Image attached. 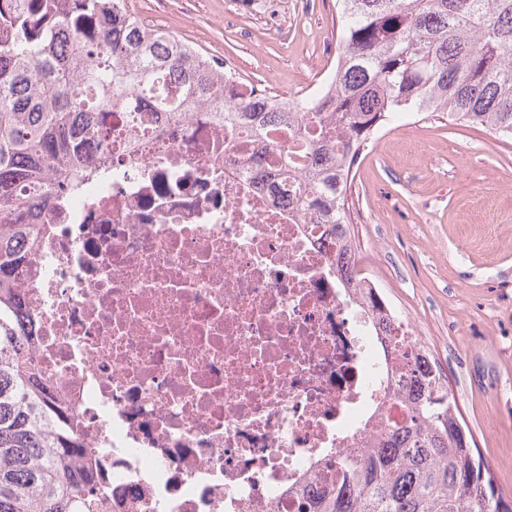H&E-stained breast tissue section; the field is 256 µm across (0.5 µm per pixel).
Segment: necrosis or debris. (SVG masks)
I'll return each instance as SVG.
<instances>
[{
  "instance_id": "obj_1",
  "label": "necrosis or debris",
  "mask_w": 512,
  "mask_h": 512,
  "mask_svg": "<svg viewBox=\"0 0 512 512\" xmlns=\"http://www.w3.org/2000/svg\"><path fill=\"white\" fill-rule=\"evenodd\" d=\"M265 163V176L252 170ZM22 243L33 363L94 468L85 512H298L374 447L400 358L331 225L262 144L191 113L113 151Z\"/></svg>"
}]
</instances>
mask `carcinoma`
<instances>
[{
  "mask_svg": "<svg viewBox=\"0 0 512 512\" xmlns=\"http://www.w3.org/2000/svg\"><path fill=\"white\" fill-rule=\"evenodd\" d=\"M339 53L330 94L298 100L224 91V62L126 8V0H0V512H80L93 492L87 449L45 397L19 318L30 210L108 171L87 154L131 149L204 105L229 142L263 139L282 174L295 168L276 131L297 133L312 161L319 210L357 250L355 168L374 133L406 112L512 140V0H338ZM138 100L146 111L129 107ZM123 112L124 137L112 138ZM402 360L394 399L406 410L376 446L337 461L300 512H512L481 460L455 394L427 347L385 337Z\"/></svg>",
  "mask_w": 512,
  "mask_h": 512,
  "instance_id": "cac0c4a2",
  "label": "carcinoma"
}]
</instances>
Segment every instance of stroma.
Here are the masks:
<instances>
[{
	"instance_id": "1",
	"label": "stroma",
	"mask_w": 512,
	"mask_h": 512,
	"mask_svg": "<svg viewBox=\"0 0 512 512\" xmlns=\"http://www.w3.org/2000/svg\"><path fill=\"white\" fill-rule=\"evenodd\" d=\"M278 97L325 83L336 0H127ZM357 261L413 321L512 498V142L429 113L377 132L353 182Z\"/></svg>"
}]
</instances>
